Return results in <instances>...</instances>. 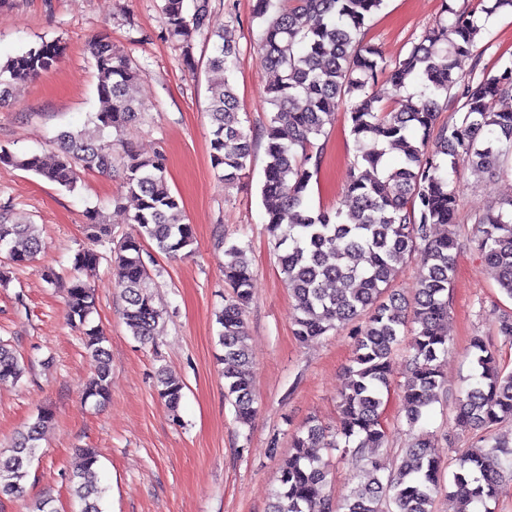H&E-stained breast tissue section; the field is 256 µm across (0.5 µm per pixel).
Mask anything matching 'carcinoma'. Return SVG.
Segmentation results:
<instances>
[{"label":"carcinoma","instance_id":"cac0c4a2","mask_svg":"<svg viewBox=\"0 0 512 512\" xmlns=\"http://www.w3.org/2000/svg\"><path fill=\"white\" fill-rule=\"evenodd\" d=\"M383 0H257L253 19L260 29L266 64L277 80L267 88L271 116L263 133L266 164L261 188L266 231L278 255L283 280L295 304V334L317 338L362 320L356 330L354 366L340 395V424L332 434L354 443L353 456L361 480L340 504L326 492L328 472L312 448L328 430L309 420L292 438V453L280 469L279 488L267 512H433L440 486L441 461L426 434L415 437L390 472L376 458L383 447L382 414L391 385L392 356L401 335L409 332L410 376L404 390L409 425H416L444 387L440 357L448 352V289L453 280L455 223L458 199L447 169L463 165L479 176L512 169V61L496 69L473 56L470 73H455L461 57L472 56L481 35L475 11L450 10L413 42L406 56L389 62L378 46L365 41L367 23ZM167 37L181 43L183 59L192 66L191 37H217L211 68L225 73L210 87V156L213 169L226 185L235 184L247 169L253 146L251 129L240 116L230 81L236 58L234 24L210 30V0H163ZM63 47L43 42L0 63V106L27 81L53 68ZM97 71L99 108L94 127L62 129L55 141L57 154H16L0 146V162L31 171L68 191L76 188L81 172L112 175L122 165L125 197L135 202L130 222L134 232L114 241L112 226L97 210L86 211V237L109 246L112 275L125 305L123 320L132 336L150 342L158 335L161 313L154 307L152 277L144 260L145 245L170 258L194 244L190 224L181 222L180 207L167 181L165 155L144 157L131 146L123 157L103 140L107 129L121 130L141 119L145 108L131 95L142 76L139 65L106 37L88 42ZM422 91L403 95L409 81ZM391 85L396 101L379 96L376 86ZM508 96L511 103L490 112L486 99ZM457 105L461 117L439 125L438 111ZM342 110L358 148L345 187V208L335 213L313 211L309 192L318 176L322 154L307 152L311 141L326 134V126ZM402 154L389 165L382 143ZM290 192L284 193V186ZM477 248L500 292L512 300V199L474 216ZM448 232L435 235L432 228ZM115 247H110V244ZM6 261L0 283L8 281L6 266L32 258L42 248L35 224L0 220V249ZM421 270L414 305L392 289V282L412 254ZM103 254L88 248L76 253L70 271L65 315L83 334L95 373L83 390L86 400L105 403L110 397L111 367L106 336L90 324L95 296L89 277ZM253 272L246 251L224 242V283L230 292L217 316L219 344L224 348V393L238 422L251 423L254 398L251 356L243 317L251 293ZM471 353L478 379L455 404L461 427H489L512 422V369L501 364L497 350L477 336ZM25 362L10 344L0 341V384L14 383L25 373ZM184 383L162 373L157 393L175 412ZM43 411L19 433L0 463V495L24 492V482L45 428L53 421ZM79 467L69 476L70 492L80 512H103L105 493L98 470V451L80 449ZM512 467V438L491 437L465 448L456 459L452 491L457 512L487 510L501 493L502 473Z\"/></svg>","mask_w":512,"mask_h":512}]
</instances>
